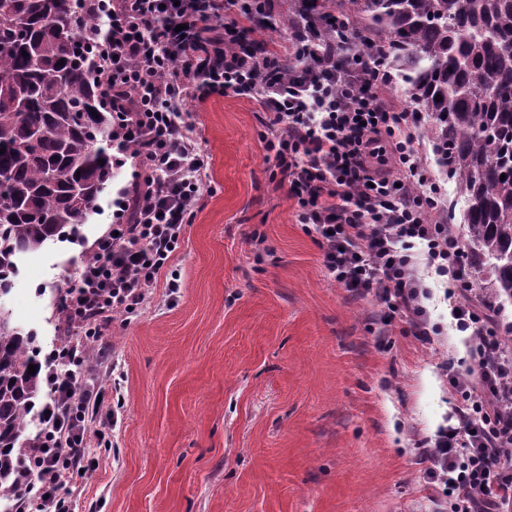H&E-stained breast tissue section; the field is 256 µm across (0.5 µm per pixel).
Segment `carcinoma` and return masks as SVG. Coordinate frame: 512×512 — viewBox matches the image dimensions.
Here are the masks:
<instances>
[{"instance_id": "1", "label": "carcinoma", "mask_w": 512, "mask_h": 512, "mask_svg": "<svg viewBox=\"0 0 512 512\" xmlns=\"http://www.w3.org/2000/svg\"><path fill=\"white\" fill-rule=\"evenodd\" d=\"M305 2L326 37L366 50L410 86L465 203L474 281L496 306L512 303V0ZM242 14L255 32L277 31L252 2ZM1 16L0 296L18 256L79 237L113 169L112 109L79 52L75 0H0ZM36 341L0 310V512H16L26 492L14 449L41 440L26 428L44 382Z\"/></svg>"}]
</instances>
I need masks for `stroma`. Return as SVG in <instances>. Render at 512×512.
I'll return each instance as SVG.
<instances>
[{
  "instance_id": "1",
  "label": "stroma",
  "mask_w": 512,
  "mask_h": 512,
  "mask_svg": "<svg viewBox=\"0 0 512 512\" xmlns=\"http://www.w3.org/2000/svg\"><path fill=\"white\" fill-rule=\"evenodd\" d=\"M258 100L232 94L190 106L208 157L207 189L173 267L179 293L154 292L106 343L124 411L80 512H431L418 439L445 424L454 396L438 366L470 364L440 277H427L442 336L425 344L328 273L297 207L270 178ZM450 224L467 244L464 203L435 173ZM112 182L80 243L24 256L18 292L0 298L30 326L49 363L64 338L55 311L97 238L112 229ZM260 234L262 244L251 241Z\"/></svg>"
}]
</instances>
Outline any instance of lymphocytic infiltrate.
Masks as SVG:
<instances>
[{
  "mask_svg": "<svg viewBox=\"0 0 512 512\" xmlns=\"http://www.w3.org/2000/svg\"><path fill=\"white\" fill-rule=\"evenodd\" d=\"M241 0H80L93 16L82 29L87 64L112 109L115 165L132 164V192L113 198V231L67 288L68 324L58 370L48 375L42 445L27 449L38 484L35 512H73L96 470L87 449L103 437L99 391L86 387L91 343L129 317L158 284L176 293L170 267L185 224L206 186L208 160L183 108L227 93L259 97L261 140L270 176L298 207L325 267L350 291L430 343L440 335L425 305L431 293L419 267L449 277L456 330L466 333L468 369L441 363L455 396L452 422L422 440L423 476L448 512H512V351L500 319L474 289L455 235L431 222L442 192L429 175L418 115L380 98L393 78L366 64L355 48L315 27L291 33L303 63L284 72L269 49L251 44L239 20ZM221 28L211 41L207 31Z\"/></svg>",
  "mask_w": 512,
  "mask_h": 512,
  "instance_id": "f902f5d3",
  "label": "lymphocytic infiltrate"
}]
</instances>
